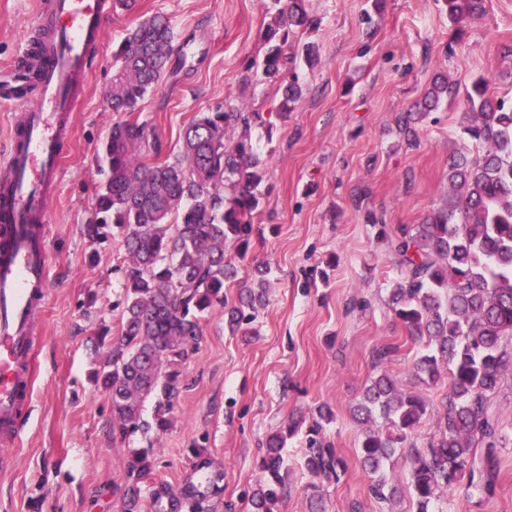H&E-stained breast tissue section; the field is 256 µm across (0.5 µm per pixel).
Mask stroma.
Masks as SVG:
<instances>
[{"label":"stroma","instance_id":"stroma-1","mask_svg":"<svg viewBox=\"0 0 512 512\" xmlns=\"http://www.w3.org/2000/svg\"><path fill=\"white\" fill-rule=\"evenodd\" d=\"M272 0H137L116 11L76 114L48 224L49 300L39 317V357L31 402L18 438L0 444V512H125L126 467L141 437L112 435L108 394L94 375L121 334L124 238L88 236L106 180L103 145L113 126L144 122V161L179 153L185 128L200 112L224 105L263 106L271 128L252 130L267 162L263 202L229 303L242 286L263 291L248 321L230 331L223 309L205 315L202 339L182 365L183 386L162 433L151 472L141 480L138 512L179 499L201 473L216 475L204 512H251L259 483L260 442L290 419L329 407L324 436L346 464L340 481L311 476L299 463L301 436L285 449L287 492L280 512H415L404 463L389 506L370 491L358 457L362 428L351 407L370 379L387 373L430 412L410 441L423 448L439 433L447 380L418 373L424 348L396 319L390 291L399 276L393 242L421 223L448 195V157L466 145L463 90L485 78L495 96H512V0H486L464 38L451 43L441 0H383L373 25L362 16L372 0H309L317 19L298 35L318 45L314 66L298 64L305 94L293 112L273 115L274 91L248 63L262 59ZM37 0H0V77L29 38ZM163 15L173 45L191 42L194 57L165 73L133 113L106 99L112 56L128 29ZM458 96L420 126L417 147L396 117L420 98L435 75ZM269 268L265 277L256 264ZM385 344L395 353L376 363ZM501 430L496 477L487 492L457 485L438 493L435 512H512V372L489 397Z\"/></svg>","mask_w":512,"mask_h":512}]
</instances>
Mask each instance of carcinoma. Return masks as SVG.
I'll list each match as a JSON object with an SVG mask.
<instances>
[{"label": "carcinoma", "instance_id": "1", "mask_svg": "<svg viewBox=\"0 0 512 512\" xmlns=\"http://www.w3.org/2000/svg\"><path fill=\"white\" fill-rule=\"evenodd\" d=\"M455 35L462 23L484 12V0H441ZM312 24L305 0H288L264 30L268 44L256 64L263 78L278 87V113L295 109L304 95L295 69L288 66L289 33ZM171 51L168 21L153 16L128 30L113 54L112 111L135 112L149 89L164 74ZM458 89L437 75L398 128L409 144H417L418 123ZM469 125L465 133L475 151L461 150L448 161L450 191L443 208L400 230L395 241L401 280L391 291L396 319L429 353L417 370L436 382L448 378V407L440 433L427 449L405 447L428 403L398 389L385 373L374 377L355 405L365 424L382 426L363 431L361 462L371 476L372 495L389 503L396 487L389 474L397 459L409 463L416 512H431L438 491L463 479L468 485L491 487L477 453L491 460L499 442L498 423L487 405L506 373L509 361L502 346L512 340V98L488 93L486 79L465 92ZM258 112L227 107L200 112L186 127L181 151L160 165L148 166L142 154L148 145L146 127L125 121L112 126L104 148L106 180L96 205L91 236L101 237L110 224L122 231L127 251L121 336L96 372L108 392L112 433L122 438L139 434L147 446L133 451L127 464L131 485L127 512H136L138 483L153 466L164 431L182 388L180 366L188 347L202 338L201 319L217 307L229 308L231 329L247 320L244 308L259 297L252 291L228 307L224 284L238 276L226 260H246L257 232L254 219L263 193L266 162L252 142ZM153 401L152 419L144 417ZM331 412L305 424L292 419L270 433L260 462L261 483L252 495L254 512H279L286 491L287 440L305 430L303 463L314 477L340 479L345 463L324 439ZM210 479L193 486L186 498L193 512H202Z\"/></svg>", "mask_w": 512, "mask_h": 512}]
</instances>
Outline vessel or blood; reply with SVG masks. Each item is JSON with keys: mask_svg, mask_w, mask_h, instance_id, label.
<instances>
[{"mask_svg": "<svg viewBox=\"0 0 512 512\" xmlns=\"http://www.w3.org/2000/svg\"><path fill=\"white\" fill-rule=\"evenodd\" d=\"M112 0H40V39L0 80V103L21 112L0 147V441L13 442L32 397L37 319L49 298L48 219L70 119L83 103Z\"/></svg>", "mask_w": 512, "mask_h": 512, "instance_id": "1", "label": "vessel or blood"}]
</instances>
